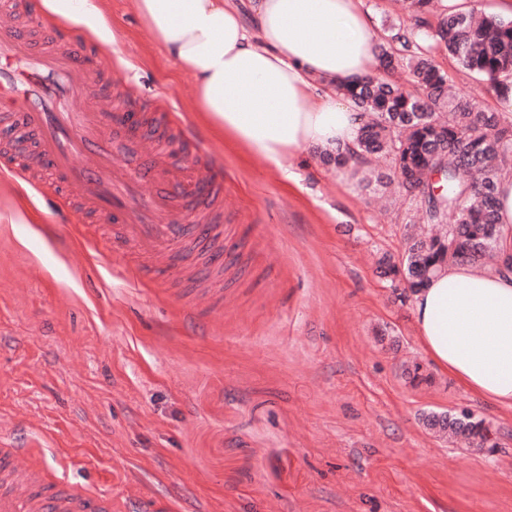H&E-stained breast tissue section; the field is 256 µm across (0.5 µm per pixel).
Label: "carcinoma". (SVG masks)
<instances>
[{"instance_id":"cac0c4a2","label":"carcinoma","mask_w":512,"mask_h":512,"mask_svg":"<svg viewBox=\"0 0 512 512\" xmlns=\"http://www.w3.org/2000/svg\"><path fill=\"white\" fill-rule=\"evenodd\" d=\"M440 53L498 92L512 81V20L478 16L472 9L450 13L436 0H409L407 19L377 45L378 73L336 86L360 109L357 148L319 155L324 165L354 176L365 162H387L377 184L394 187L425 223L439 226L436 233L419 236L406 225L404 254L378 261L391 287L403 283L412 292L443 263L498 265L504 233L497 188L512 174V120L453 90L437 60ZM395 70L405 72L413 87L385 78ZM435 173L439 181L433 183ZM427 424L472 448L496 446L492 423L472 413L460 422L432 415Z\"/></svg>"}]
</instances>
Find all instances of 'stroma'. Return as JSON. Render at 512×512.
<instances>
[{
  "instance_id": "obj_1",
  "label": "stroma",
  "mask_w": 512,
  "mask_h": 512,
  "mask_svg": "<svg viewBox=\"0 0 512 512\" xmlns=\"http://www.w3.org/2000/svg\"><path fill=\"white\" fill-rule=\"evenodd\" d=\"M120 40L84 30L109 80L176 90L188 130L224 168V243L242 259L222 305L202 280L137 286L112 227L64 224L52 198L0 175V446L110 490L112 512H512V409L466 392L420 350L412 301L375 259L404 250L403 200L302 153L294 181L226 146L190 107L186 66L133 0H98ZM419 362L431 383L404 373ZM470 410L497 430L466 449L424 418Z\"/></svg>"
}]
</instances>
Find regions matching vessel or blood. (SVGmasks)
Returning <instances> with one entry per match:
<instances>
[{"label":"vessel or blood","instance_id":"b4317fda","mask_svg":"<svg viewBox=\"0 0 512 512\" xmlns=\"http://www.w3.org/2000/svg\"><path fill=\"white\" fill-rule=\"evenodd\" d=\"M68 57H61L60 45ZM165 94L160 109L148 112L127 93L113 91L96 53L70 32L47 25L36 12L18 13L15 0H0V129H27L26 141H7L24 155L22 176L51 188L61 206L113 226V239L137 250V282L159 267L191 265L209 272L225 268L223 243L212 231L224 221V180L213 157L183 134ZM126 129L139 144V162L112 159L106 128ZM193 221H180V205ZM191 265L177 266V258ZM37 448L0 450V512H112L109 494L69 486L35 467Z\"/></svg>","mask_w":512,"mask_h":512}]
</instances>
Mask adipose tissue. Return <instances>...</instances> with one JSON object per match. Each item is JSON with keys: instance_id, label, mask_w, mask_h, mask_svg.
I'll return each mask as SVG.
<instances>
[{"instance_id": "obj_1", "label": "adipose tissue", "mask_w": 512, "mask_h": 512, "mask_svg": "<svg viewBox=\"0 0 512 512\" xmlns=\"http://www.w3.org/2000/svg\"><path fill=\"white\" fill-rule=\"evenodd\" d=\"M106 44L93 0H42ZM362 0H134L151 39L189 71L212 127L284 180L303 152L354 148L361 120L336 91L376 66L379 36ZM424 353L473 394L512 408V269L442 265L412 296Z\"/></svg>"}]
</instances>
